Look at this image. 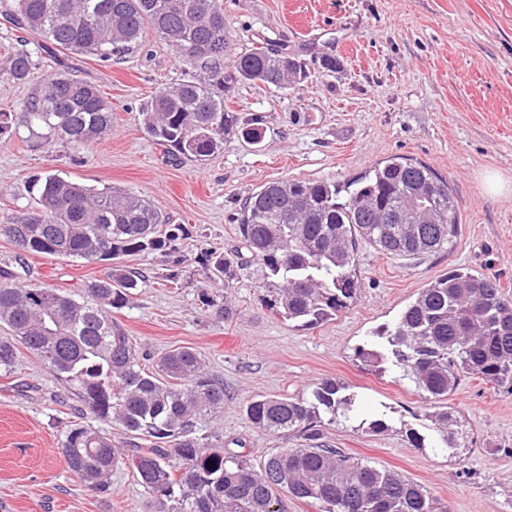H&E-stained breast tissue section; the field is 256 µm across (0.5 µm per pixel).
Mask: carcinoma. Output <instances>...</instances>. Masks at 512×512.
I'll return each instance as SVG.
<instances>
[{"instance_id":"cac0c4a2","label":"carcinoma","mask_w":512,"mask_h":512,"mask_svg":"<svg viewBox=\"0 0 512 512\" xmlns=\"http://www.w3.org/2000/svg\"><path fill=\"white\" fill-rule=\"evenodd\" d=\"M10 29L36 35L47 50L89 53L101 60L138 50L146 30L178 53L187 80L165 83L140 106L143 130L175 160L204 161L224 141H263L258 118L244 120L225 104L236 86L261 82L276 89L307 79L306 63L270 43L237 53L224 27L222 0H13L0 16ZM288 63H283L284 57ZM31 58L10 57L7 75L28 79ZM233 71L236 79L226 78ZM45 142L86 148L112 132V103L96 86L68 73L48 75L20 114L0 112V143L16 128ZM33 205L0 223V237L23 253L110 262L119 256L175 250L187 235L167 224L143 196L104 185L87 186L56 173L31 184ZM425 194L439 223L406 225L407 205ZM460 217L448 181L429 166L389 160L344 184L290 179L269 182L247 197L239 246L198 258L207 282L225 285L251 268L262 273V302L276 315L317 327L357 298V245L411 258L444 249ZM144 277L122 265L73 291L40 284H0V373L15 367L22 346L46 365L81 403L84 421L64 432L61 450L87 490L104 493L112 471L131 468L149 497L150 512H288V498L318 512H447L424 486L345 454L324 441L323 427L350 418L355 395L325 378L309 395L261 396L246 409L250 422L300 443L263 461L224 448L198 431L224 410V382L209 374L191 347L161 355L146 370L130 337L112 320ZM379 349L360 346L356 359L386 363L426 400H442L472 375L512 390V294L482 273L452 269L420 289L391 327L377 332ZM431 437L416 448H461L459 420L448 406L425 413ZM110 423L125 447L94 422Z\"/></svg>"}]
</instances>
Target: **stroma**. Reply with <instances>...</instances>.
Listing matches in <instances>:
<instances>
[{"instance_id": "stroma-1", "label": "stroma", "mask_w": 512, "mask_h": 512, "mask_svg": "<svg viewBox=\"0 0 512 512\" xmlns=\"http://www.w3.org/2000/svg\"><path fill=\"white\" fill-rule=\"evenodd\" d=\"M224 22L235 47L271 40L307 64L308 77L278 90L238 85L230 107L259 118L261 145L233 138L205 162H168L143 131L138 112L161 84L184 77L175 51L154 33L120 60L70 51L48 56L38 38L18 39L0 25V111L20 113L43 75L67 72L97 86L112 103V132L77 151L39 144L26 128L0 143V222L27 210L26 187L47 172L89 186L134 191L170 223L189 230L172 258L142 252L123 262L146 278L113 318L146 368L168 349L191 347L224 381V409L201 432L243 445L254 460L294 438L254 427L246 408L261 395H306L333 378L348 385L359 416L387 415L376 434L339 422L325 439L424 485L448 512H512V394L476 377L448 398L467 433V449L450 456L416 448L408 430L425 431L429 408L392 369L365 365L357 347L394 324L420 288L453 268L499 278L512 291V193L492 195L487 174L512 183V0H224ZM27 51L28 81L4 74L10 54ZM336 60L335 71L322 67ZM397 159L430 166L457 200L460 232L453 244L415 258L358 249L361 288L334 320L305 328L268 310L260 274L211 285L197 258L237 245L236 217L261 185L292 178L341 183ZM0 237V268L21 283L72 288L103 274L104 264L28 254ZM179 277L170 280V268ZM226 316H219V308ZM80 404L36 357L20 352L13 377L0 376V512H148L147 498L126 467L113 470L107 493L87 490L60 448Z\"/></svg>"}]
</instances>
